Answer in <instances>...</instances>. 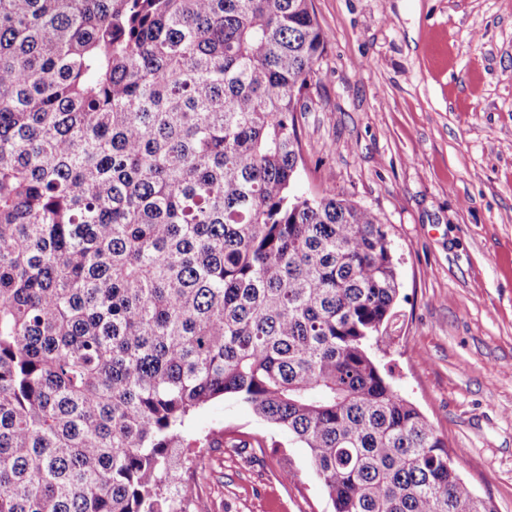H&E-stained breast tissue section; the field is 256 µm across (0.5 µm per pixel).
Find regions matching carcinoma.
Instances as JSON below:
<instances>
[{
    "label": "carcinoma",
    "mask_w": 512,
    "mask_h": 512,
    "mask_svg": "<svg viewBox=\"0 0 512 512\" xmlns=\"http://www.w3.org/2000/svg\"><path fill=\"white\" fill-rule=\"evenodd\" d=\"M312 0H0V512H190L232 396L333 512H495L376 364L374 211L294 193Z\"/></svg>",
    "instance_id": "obj_1"
}]
</instances>
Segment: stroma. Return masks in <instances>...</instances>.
Wrapping results in <instances>:
<instances>
[{
	"mask_svg": "<svg viewBox=\"0 0 512 512\" xmlns=\"http://www.w3.org/2000/svg\"><path fill=\"white\" fill-rule=\"evenodd\" d=\"M326 34L297 114V194L379 213L399 296L372 355L512 512V0H313ZM194 512H331L309 451L233 397L189 430Z\"/></svg>",
	"mask_w": 512,
	"mask_h": 512,
	"instance_id": "obj_1",
	"label": "stroma"
}]
</instances>
